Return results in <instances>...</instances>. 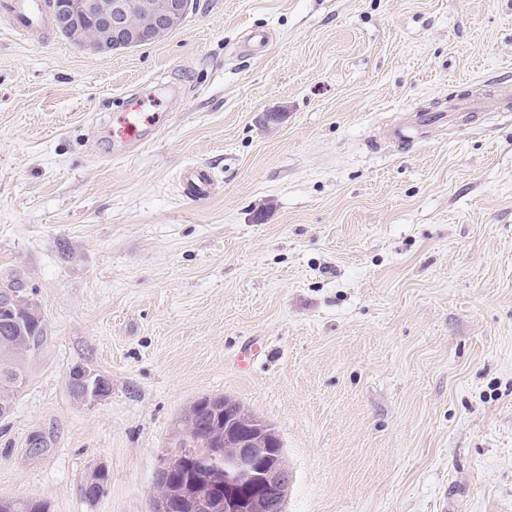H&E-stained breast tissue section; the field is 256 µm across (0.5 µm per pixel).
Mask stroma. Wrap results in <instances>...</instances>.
Returning a JSON list of instances; mask_svg holds the SVG:
<instances>
[{"label": "stroma", "mask_w": 512, "mask_h": 512, "mask_svg": "<svg viewBox=\"0 0 512 512\" xmlns=\"http://www.w3.org/2000/svg\"><path fill=\"white\" fill-rule=\"evenodd\" d=\"M132 93L159 125L118 154ZM468 94L512 102V0H196L112 52L0 11V287L48 324L0 497L152 512L226 396L278 435L285 512H512V111L424 119ZM186 196L193 201L209 197L213 186V178L209 169L204 165L191 167L183 176ZM71 393L84 403L94 404L106 398L111 386L109 380L89 368H81L75 381L70 382Z\"/></svg>", "instance_id": "1"}]
</instances>
